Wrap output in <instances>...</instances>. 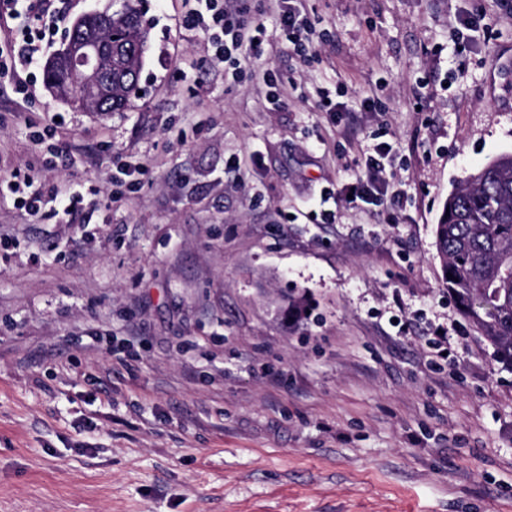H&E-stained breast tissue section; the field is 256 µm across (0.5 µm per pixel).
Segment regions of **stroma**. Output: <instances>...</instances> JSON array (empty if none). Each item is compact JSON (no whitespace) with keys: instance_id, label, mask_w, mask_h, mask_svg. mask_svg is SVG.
<instances>
[{"instance_id":"35a3bbf8","label":"stroma","mask_w":512,"mask_h":512,"mask_svg":"<svg viewBox=\"0 0 512 512\" xmlns=\"http://www.w3.org/2000/svg\"><path fill=\"white\" fill-rule=\"evenodd\" d=\"M307 5L315 56L255 63L277 111L203 65L180 0H139L127 111L0 88V178L108 198L88 226L0 198V512H512V370L435 246L449 194L512 154V7ZM462 11L492 38L461 40ZM382 138L384 205L338 200Z\"/></svg>"}]
</instances>
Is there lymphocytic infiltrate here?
<instances>
[{"label": "lymphocytic infiltrate", "mask_w": 512, "mask_h": 512, "mask_svg": "<svg viewBox=\"0 0 512 512\" xmlns=\"http://www.w3.org/2000/svg\"><path fill=\"white\" fill-rule=\"evenodd\" d=\"M56 0H0V22L12 21L11 36L0 40V84H14L18 92L27 89L26 79L40 70L58 34ZM180 26L201 31L211 47L210 65L222 68L225 79H238L251 61L265 53L288 51L307 60L315 46L316 34L306 18L304 0H270L278 26L267 36L263 25L247 19L239 0H182ZM391 162L388 144L374 145L365 156L352 186L353 200L374 205L383 193L384 174ZM14 197L17 209L30 216L49 214L59 223L73 224L85 209L82 191H63L55 206H48L46 195L33 176L14 172L0 181V190Z\"/></svg>", "instance_id": "1"}]
</instances>
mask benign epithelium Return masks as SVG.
<instances>
[{
	"label": "benign epithelium",
	"mask_w": 512,
	"mask_h": 512,
	"mask_svg": "<svg viewBox=\"0 0 512 512\" xmlns=\"http://www.w3.org/2000/svg\"><path fill=\"white\" fill-rule=\"evenodd\" d=\"M100 16V12L82 15L79 37L53 60L96 112L112 108V38L103 35Z\"/></svg>",
	"instance_id": "7a95c632"
}]
</instances>
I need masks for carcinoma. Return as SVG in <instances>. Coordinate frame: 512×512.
Wrapping results in <instances>:
<instances>
[{
	"instance_id": "obj_1",
	"label": "carcinoma",
	"mask_w": 512,
	"mask_h": 512,
	"mask_svg": "<svg viewBox=\"0 0 512 512\" xmlns=\"http://www.w3.org/2000/svg\"><path fill=\"white\" fill-rule=\"evenodd\" d=\"M112 28L133 52L148 44L135 0L112 8ZM138 82L113 84L112 111L123 112ZM436 225L448 294L492 346L496 360L512 369V155L497 158L448 196Z\"/></svg>"
}]
</instances>
